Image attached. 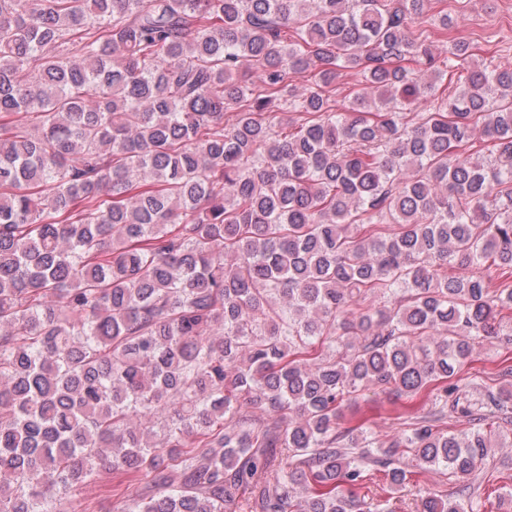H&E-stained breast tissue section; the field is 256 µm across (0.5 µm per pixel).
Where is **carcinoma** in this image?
I'll return each mask as SVG.
<instances>
[{
    "mask_svg": "<svg viewBox=\"0 0 512 512\" xmlns=\"http://www.w3.org/2000/svg\"><path fill=\"white\" fill-rule=\"evenodd\" d=\"M429 3L0 0V512L104 471L121 512H353L400 448L463 481L503 447L512 359L480 403L460 372L512 310V68L406 121L470 56ZM369 387L440 410L375 448Z\"/></svg>",
    "mask_w": 512,
    "mask_h": 512,
    "instance_id": "1",
    "label": "carcinoma"
}]
</instances>
